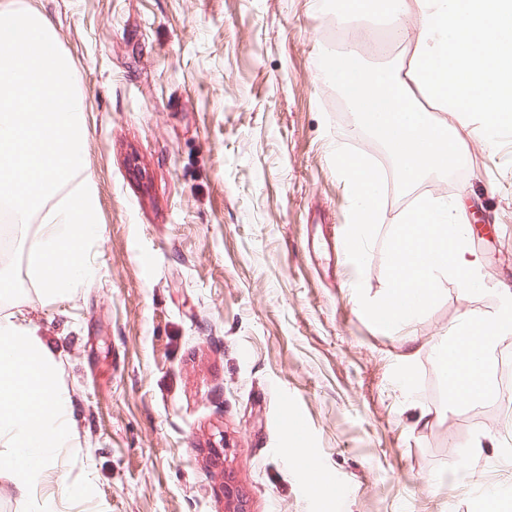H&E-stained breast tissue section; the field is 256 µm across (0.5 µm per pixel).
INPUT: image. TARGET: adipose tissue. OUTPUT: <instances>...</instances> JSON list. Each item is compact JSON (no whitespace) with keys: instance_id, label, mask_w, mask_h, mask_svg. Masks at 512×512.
<instances>
[{"instance_id":"ef3b65f1","label":"adipose tissue","mask_w":512,"mask_h":512,"mask_svg":"<svg viewBox=\"0 0 512 512\" xmlns=\"http://www.w3.org/2000/svg\"><path fill=\"white\" fill-rule=\"evenodd\" d=\"M415 27L395 29L411 54L405 72L368 69L352 49L333 53L325 78L342 88L358 126L390 152L410 188L463 159L457 131L439 112L482 113L487 128L512 126V0H397ZM512 334V310L465 318L452 344L434 347L451 401L486 394L485 353ZM55 357L29 328L0 321V474L28 496L67 441L69 405L54 387Z\"/></svg>"}]
</instances>
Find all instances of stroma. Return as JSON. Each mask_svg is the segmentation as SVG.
I'll return each mask as SVG.
<instances>
[{"label": "stroma", "instance_id": "obj_1", "mask_svg": "<svg viewBox=\"0 0 512 512\" xmlns=\"http://www.w3.org/2000/svg\"><path fill=\"white\" fill-rule=\"evenodd\" d=\"M18 4L53 21L86 98L100 233L90 279L62 296L35 283L25 227L0 257L14 288L0 319L53 341L71 410L68 443L31 495L0 478V512H224L228 479L251 512H485L492 500L512 512V402H451L432 350L464 312L494 317L512 287V127L489 137L482 115L444 113L463 162L392 184L365 272L331 275L310 245L349 223L332 152L389 155L351 129L320 55L349 46L369 67L399 66L394 14L344 18L336 0ZM424 195L495 225V238L468 240L485 292L448 281L425 315L382 330L354 286L382 295L385 239Z\"/></svg>", "mask_w": 512, "mask_h": 512}]
</instances>
